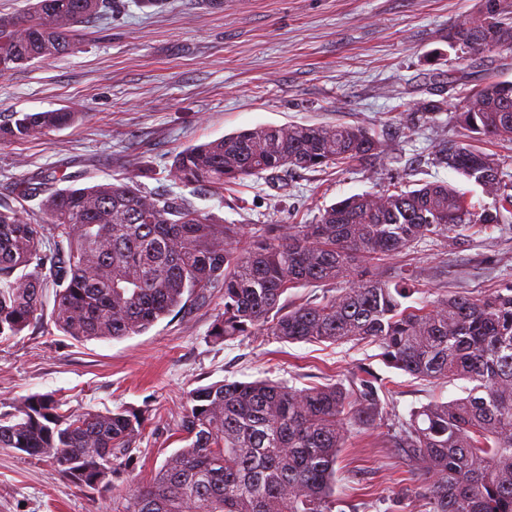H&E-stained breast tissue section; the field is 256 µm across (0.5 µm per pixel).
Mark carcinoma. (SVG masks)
Returning <instances> with one entry per match:
<instances>
[{
  "mask_svg": "<svg viewBox=\"0 0 512 512\" xmlns=\"http://www.w3.org/2000/svg\"><path fill=\"white\" fill-rule=\"evenodd\" d=\"M482 0L448 44L470 54L512 49V0L491 14ZM104 0H33L0 17V72L72 52L77 27ZM78 113L14 112L0 140L69 126ZM457 120L475 140L512 141V81L473 90ZM385 154L362 126L255 127L189 146L174 181L222 190L282 171L347 169ZM439 163L480 186L493 205L474 210L445 181L344 198L315 224L242 226L200 213L181 195L147 193L132 180L58 188L41 178L18 188L42 197L44 228L0 202V338L40 322L55 289L51 322L76 341L120 340L148 331L213 288L224 311L209 336L233 341L260 332L287 343L370 340L389 367L429 382L462 379L464 396L410 411L388 434L428 490V512H512V287L416 299L407 280L356 269L438 238L470 244L472 231L501 228L512 214V175L472 144L444 145ZM341 284L294 306L292 288ZM389 380L370 368L341 383L297 388L270 377L197 387L178 426L183 446L137 487L126 512H335L336 463L351 430L373 425ZM142 412H73L32 394L0 413V448L49 458L85 489H117L143 430Z\"/></svg>",
  "mask_w": 512,
  "mask_h": 512,
  "instance_id": "1",
  "label": "carcinoma"
}]
</instances>
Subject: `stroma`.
Wrapping results in <instances>:
<instances>
[{
	"label": "stroma",
	"instance_id": "obj_1",
	"mask_svg": "<svg viewBox=\"0 0 512 512\" xmlns=\"http://www.w3.org/2000/svg\"><path fill=\"white\" fill-rule=\"evenodd\" d=\"M479 0H106L101 19L81 26L63 57L0 73V114L69 109L73 125L20 141H0V197L43 173L75 185L134 180L150 193L186 197L205 214L242 225L313 224L326 206L390 185L446 181L475 209L492 203L480 187L439 164L441 141L470 137L455 118L464 96L488 79L512 81V51L472 57L448 45L451 25ZM445 109L420 120L418 102ZM343 124L368 128L387 151L350 171L251 176L217 192L176 183L169 169L184 147L258 126ZM388 275L413 270L427 299L449 291L512 285V218L502 229L448 250L422 243L387 259ZM41 329L0 342V405L51 394L71 409L151 407L133 451L129 487L148 482L179 448L187 396L218 381L283 379L303 388L349 382L357 367L391 381L387 415L434 397L461 395L462 383H432L386 367L371 343H285L258 335L217 343L209 330L224 308L213 289L147 332L121 340L77 341ZM383 425L353 429L336 466V497L357 512H425V488ZM127 489L79 488L51 461L0 449V512H122Z\"/></svg>",
	"mask_w": 512,
	"mask_h": 512
}]
</instances>
